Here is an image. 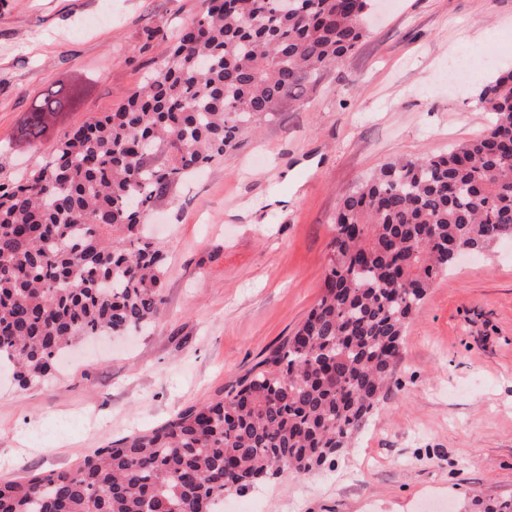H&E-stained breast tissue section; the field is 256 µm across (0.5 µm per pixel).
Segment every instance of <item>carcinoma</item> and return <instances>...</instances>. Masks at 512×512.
Listing matches in <instances>:
<instances>
[{
	"label": "carcinoma",
	"instance_id": "1",
	"mask_svg": "<svg viewBox=\"0 0 512 512\" xmlns=\"http://www.w3.org/2000/svg\"><path fill=\"white\" fill-rule=\"evenodd\" d=\"M145 84L0 185V371L42 382L75 340L155 321L165 246L155 206L301 101L366 33L370 0H204ZM77 90L27 113L35 146ZM484 134L383 164L338 202L323 292L292 336L223 399L96 449L74 468L0 481V512H223L224 497L309 474L375 413L406 326L457 256L512 240V70L483 86Z\"/></svg>",
	"mask_w": 512,
	"mask_h": 512
}]
</instances>
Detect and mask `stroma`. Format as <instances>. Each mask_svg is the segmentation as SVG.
Instances as JSON below:
<instances>
[{
    "label": "stroma",
    "instance_id": "stroma-1",
    "mask_svg": "<svg viewBox=\"0 0 512 512\" xmlns=\"http://www.w3.org/2000/svg\"><path fill=\"white\" fill-rule=\"evenodd\" d=\"M203 0H0V183L48 161L17 142L52 83L82 95L55 137L114 111ZM367 34L261 133L155 208L166 305L146 331L80 344L43 384L0 380V480L94 449L227 393L319 298L338 200L381 164L484 133L483 82L512 69V0H377ZM467 49L472 76L448 78ZM494 66H486L485 56ZM512 497V243L463 255L403 336L376 412L333 464L224 499V512H475Z\"/></svg>",
    "mask_w": 512,
    "mask_h": 512
}]
</instances>
